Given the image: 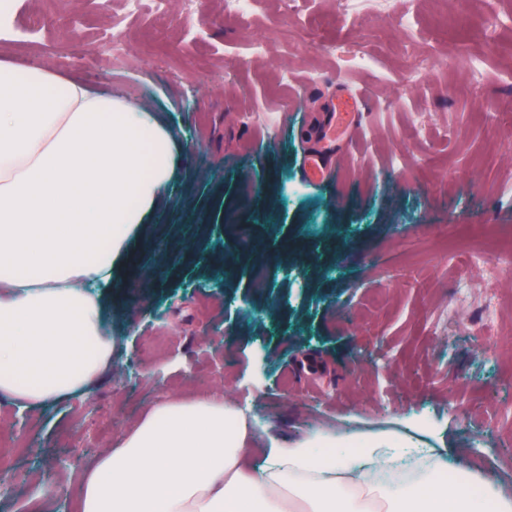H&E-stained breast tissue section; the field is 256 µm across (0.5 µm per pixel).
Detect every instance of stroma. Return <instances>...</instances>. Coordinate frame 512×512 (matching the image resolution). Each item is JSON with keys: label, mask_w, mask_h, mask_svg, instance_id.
I'll use <instances>...</instances> for the list:
<instances>
[{"label": "stroma", "mask_w": 512, "mask_h": 512, "mask_svg": "<svg viewBox=\"0 0 512 512\" xmlns=\"http://www.w3.org/2000/svg\"><path fill=\"white\" fill-rule=\"evenodd\" d=\"M16 3L12 24L41 33L0 40V59L144 106L175 164L104 293L114 370L28 411L25 434L0 401V462L21 475L0 512H33L44 485L48 512H75L82 472L148 403L205 389L279 439L422 419L452 464L512 476V271L487 305L476 265L512 236V0H389L365 23L340 0H257L245 18L211 0L202 39L189 0ZM344 91L368 102L361 135L334 181L310 182L313 129Z\"/></svg>", "instance_id": "obj_1"}]
</instances>
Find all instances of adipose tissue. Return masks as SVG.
<instances>
[{"label":"adipose tissue","mask_w":512,"mask_h":512,"mask_svg":"<svg viewBox=\"0 0 512 512\" xmlns=\"http://www.w3.org/2000/svg\"><path fill=\"white\" fill-rule=\"evenodd\" d=\"M173 147L141 106L0 61L1 401L58 403L111 369L101 291L161 199ZM78 512H512V493L392 432L356 447L317 429L260 438L210 392L151 402L82 474Z\"/></svg>","instance_id":"adipose-tissue-1"}]
</instances>
